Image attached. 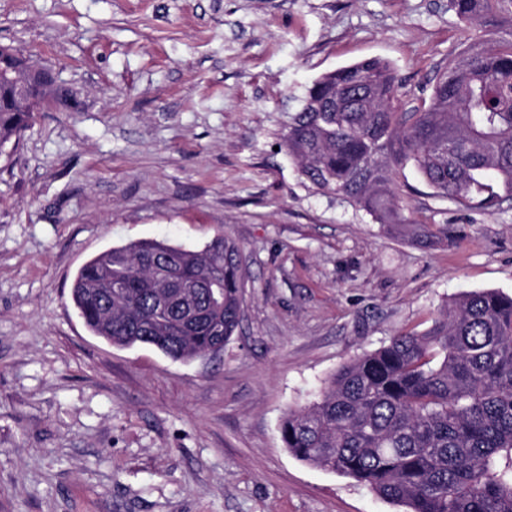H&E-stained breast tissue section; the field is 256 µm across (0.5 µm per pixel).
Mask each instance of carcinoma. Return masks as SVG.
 Wrapping results in <instances>:
<instances>
[{"instance_id": "cac0c4a2", "label": "carcinoma", "mask_w": 512, "mask_h": 512, "mask_svg": "<svg viewBox=\"0 0 512 512\" xmlns=\"http://www.w3.org/2000/svg\"><path fill=\"white\" fill-rule=\"evenodd\" d=\"M512 0H449L482 31L434 71L429 98L398 94L393 66L379 58L316 78L284 144L318 191L341 196L415 242L435 237L405 217L397 177L410 167L439 198L483 208L498 187L512 193V40H499L497 10ZM0 72V149L30 126L31 108ZM42 95L62 106L71 91ZM215 280L204 318L189 327L156 308L152 281ZM71 300L87 329L119 346H150L183 363L224 348L241 321L239 250L217 237L200 251L156 240L112 247L78 270ZM281 439L298 460L369 486L406 512H512V296L464 294L421 334L341 365L320 398L291 407Z\"/></svg>"}]
</instances>
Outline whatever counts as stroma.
I'll return each mask as SVG.
<instances>
[{
    "label": "stroma",
    "mask_w": 512,
    "mask_h": 512,
    "mask_svg": "<svg viewBox=\"0 0 512 512\" xmlns=\"http://www.w3.org/2000/svg\"><path fill=\"white\" fill-rule=\"evenodd\" d=\"M477 35L448 0H0V45L77 93L0 155V512H404L290 454L281 419L459 295H511L512 197L475 209L405 170L404 215L448 227L410 242L317 192L283 136L320 75L380 57L415 105ZM217 236L244 269L222 352L85 327L86 261Z\"/></svg>",
    "instance_id": "stroma-1"
}]
</instances>
